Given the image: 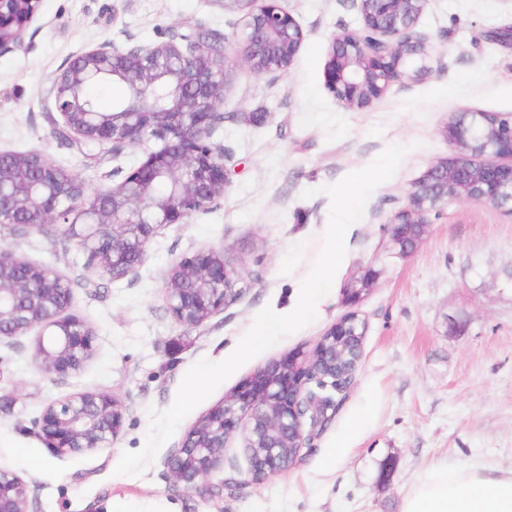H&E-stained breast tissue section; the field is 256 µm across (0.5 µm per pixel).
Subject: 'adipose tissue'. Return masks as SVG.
I'll return each mask as SVG.
<instances>
[{
  "label": "adipose tissue",
  "instance_id": "ef3b65f1",
  "mask_svg": "<svg viewBox=\"0 0 512 512\" xmlns=\"http://www.w3.org/2000/svg\"><path fill=\"white\" fill-rule=\"evenodd\" d=\"M400 512H512V469L437 463L412 484Z\"/></svg>",
  "mask_w": 512,
  "mask_h": 512
}]
</instances>
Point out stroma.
Wrapping results in <instances>:
<instances>
[{
  "instance_id": "obj_1",
  "label": "stroma",
  "mask_w": 512,
  "mask_h": 512,
  "mask_svg": "<svg viewBox=\"0 0 512 512\" xmlns=\"http://www.w3.org/2000/svg\"><path fill=\"white\" fill-rule=\"evenodd\" d=\"M281 4L304 41L286 73L233 71L225 106L232 117L212 136L229 171L223 198L161 229L136 273L114 279L89 268L65 225L22 235L0 227V248L69 283L71 314L95 334L93 357L65 378L36 363V332L0 343V470L27 484L30 512H399L413 481L438 462L512 468V208L449 201L406 255L391 248L386 224L426 168L450 156L442 129L452 114L512 115V48L488 38L512 29V0H429L416 31L433 48L431 74L363 110L337 102L325 83L333 37L362 28L355 0ZM199 26L234 42L242 14L221 0H40L23 45L0 55V152H40L90 193L122 181L139 151L116 156L66 130L53 79L103 40L146 45ZM393 144L409 151L348 228L345 257L315 321L220 384L140 474L116 473L123 452L144 447L150 409L171 406L193 364L227 358L264 307L280 313L297 302L329 223L324 187ZM307 189L314 197L303 198ZM209 248L224 249L248 286L202 324L180 323L168 307L165 274L182 256ZM367 269L376 282L348 307L343 290ZM352 309L366 325L357 369L332 392L334 412L290 468L244 484L248 458L237 432L224 450L223 496L173 481L165 461L202 416L268 365L311 357ZM80 391L114 395L122 429L110 447L54 455L36 422L49 404ZM335 453L341 459L333 467Z\"/></svg>"
}]
</instances>
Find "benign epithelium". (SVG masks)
Instances as JSON below:
<instances>
[{
	"label": "benign epithelium",
	"mask_w": 512,
	"mask_h": 512,
	"mask_svg": "<svg viewBox=\"0 0 512 512\" xmlns=\"http://www.w3.org/2000/svg\"><path fill=\"white\" fill-rule=\"evenodd\" d=\"M244 12L240 46L212 33V46L184 37L150 45L105 40L74 56L53 82L55 108L79 138L142 153L119 183L93 196L79 181L36 151L0 152V224L19 231L64 224L88 253V265L112 278L134 273L159 230L184 224L224 197L228 180L224 149L212 141L224 122L226 85L235 66L254 74L283 73L304 39L280 0H232ZM360 32H342L331 43L325 82L336 100L364 109L393 86L431 72L433 47L415 34L427 0H355ZM39 0H0V54L24 42ZM104 74L125 85V99L104 111L85 95L92 78ZM443 134L452 154L431 163L414 183L408 204L389 220V240L401 253L423 240L429 215L450 200L500 207L512 202V117L464 112ZM377 273L368 269L343 289L344 302L361 301ZM238 273L224 250H198L168 271L165 288L176 320L199 325L239 295ZM72 292L53 269L0 249V342L41 327L35 358L59 377L78 371L92 356L94 332L68 313ZM365 324L354 313L337 321L308 361L294 357L258 371L195 426L167 458L175 483L211 497L225 481H211L224 469V447L240 430L249 458L248 482L260 484L288 469L305 440L304 420L322 427L330 399L303 394L310 380L339 388L355 368L337 370V356L361 353ZM38 426L43 441L62 456L109 447L123 426V409L111 394L78 392L48 405ZM0 512H28V487L0 472Z\"/></svg>",
	"instance_id": "1"
}]
</instances>
